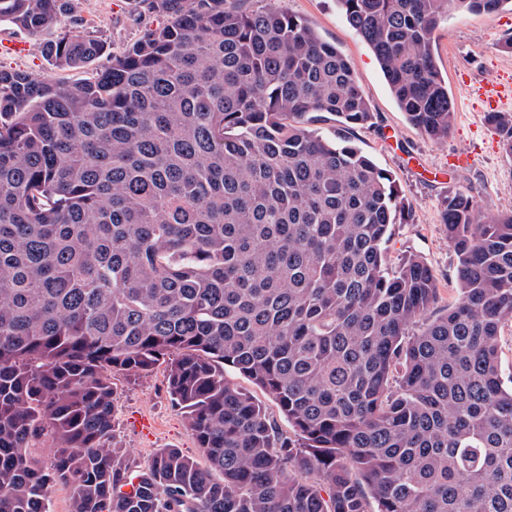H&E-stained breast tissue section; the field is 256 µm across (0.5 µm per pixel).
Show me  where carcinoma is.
<instances>
[{"instance_id": "carcinoma-1", "label": "carcinoma", "mask_w": 512, "mask_h": 512, "mask_svg": "<svg viewBox=\"0 0 512 512\" xmlns=\"http://www.w3.org/2000/svg\"><path fill=\"white\" fill-rule=\"evenodd\" d=\"M159 18L77 83L0 69V512H512V212L452 192L458 298L420 256L391 264L393 175L353 140L373 113L302 18L241 0H139ZM411 125L455 111L435 32L512 0H336ZM74 0H0L59 27ZM106 52L62 32L60 70ZM487 123L512 156V113ZM165 365L207 460L142 467L112 374ZM266 392L295 437L224 377ZM50 463L28 452L42 435Z\"/></svg>"}]
</instances>
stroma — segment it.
<instances>
[{"label": "stroma", "instance_id": "obj_1", "mask_svg": "<svg viewBox=\"0 0 512 512\" xmlns=\"http://www.w3.org/2000/svg\"><path fill=\"white\" fill-rule=\"evenodd\" d=\"M264 2L305 19L350 62L375 114L374 125L355 129L353 136L364 153L391 171L411 215L409 222L393 225L388 256L393 261L406 253L422 256L438 279L437 305L445 307L457 295V258L441 220L443 198L460 189L471 194L488 214L512 211V157L503 153L498 136L465 92L469 86L512 82V53L502 47L512 37V11L493 15L455 12L436 32L437 64L448 81L456 116L448 139L435 142L408 122L373 53L348 27L336 0ZM75 16L72 32L100 36L114 54L134 43L153 20L140 10L136 0H76ZM51 38L48 32L31 34L1 24L0 40L22 41L26 50L21 54L0 52V68L48 79H82L83 71L60 70L47 60L43 46ZM461 152L470 154L471 163L458 170L449 159ZM113 383L115 428L136 461L147 462L162 448H177L201 459L182 413L170 403L163 368L136 380L118 374ZM144 419L149 421V428H141Z\"/></svg>", "mask_w": 512, "mask_h": 512}]
</instances>
